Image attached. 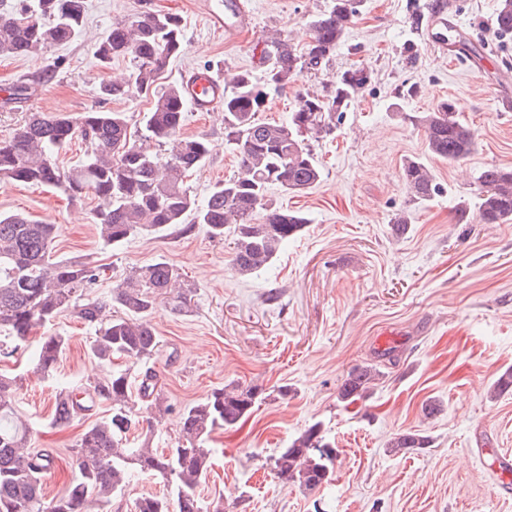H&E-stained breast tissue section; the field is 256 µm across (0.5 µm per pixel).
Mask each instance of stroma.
I'll return each mask as SVG.
<instances>
[{"label":"stroma","instance_id":"1","mask_svg":"<svg viewBox=\"0 0 512 512\" xmlns=\"http://www.w3.org/2000/svg\"><path fill=\"white\" fill-rule=\"evenodd\" d=\"M220 0H87L83 34L25 57L0 58V84L24 81L28 98L0 103V139L13 135L30 113L72 117L91 109L125 113L140 129L149 97L133 92L102 99L101 81L129 72L132 57L100 65L93 42L113 22L145 10L183 18L185 49L171 59L161 84L180 83L187 71L206 68L233 74L258 69L257 48L274 33L301 49L307 22L333 0H249L251 28L225 39L209 18ZM449 23L461 26L471 54L435 52L410 29L408 0H363L345 42L322 70L306 73L274 94L260 117L287 118L300 91H322L337 72L364 66L372 73L333 134L313 149L323 178L303 192L273 188L277 206L305 214L307 224L259 272L240 275L229 242L212 240L203 225L188 234L142 233L103 246L92 215L94 197L69 204L58 190L0 184V212H21L59 227L55 255L105 266L89 289L107 295L133 266L164 258L195 287L189 312L158 307L148 322L160 340L157 356L129 368L131 383L151 370L173 413L156 419L142 436L153 448L175 447L180 410L228 384L267 392L252 413L207 441L211 467L197 487L205 502L224 512H512L488 458L478 447L512 451V391L497 399L488 387L512 370V223L479 220L477 177L485 168H512V40L493 29L497 0H448ZM415 43L416 64L404 49ZM419 87L397 100L402 83ZM455 100L474 140L472 153L450 164L428 154L424 132L411 116ZM184 134L208 135L213 152L186 178L197 201L216 182L236 175L237 158L224 140V123L209 112H187ZM428 165L445 191L425 203L411 200L402 180L407 159ZM469 209L458 223L459 205ZM410 225L395 234L397 214ZM68 337L54 378L33 373L40 337ZM95 329L71 311L35 327L0 372L18 379L17 408L33 427L30 445L53 451L54 468L43 478L47 496L68 488L75 476L73 448L87 419L51 423L58 388L106 377L88 354ZM379 373L367 397L348 404L338 389L359 365ZM287 396H280V387ZM435 404L434 414L425 405ZM319 425L335 444L328 484L309 492L283 484L270 458L305 429ZM428 436V447L388 453L396 434Z\"/></svg>","mask_w":512,"mask_h":512}]
</instances>
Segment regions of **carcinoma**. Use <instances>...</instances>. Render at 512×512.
Listing matches in <instances>:
<instances>
[{"label":"carcinoma","instance_id":"carcinoma-1","mask_svg":"<svg viewBox=\"0 0 512 512\" xmlns=\"http://www.w3.org/2000/svg\"><path fill=\"white\" fill-rule=\"evenodd\" d=\"M361 0H334L331 10L309 20L312 37L303 50L276 37L262 48L264 77L258 82L248 70L231 78L224 96V135L237 152L240 171L214 186L202 204L185 186L188 173L209 158L207 135L185 136V107L181 86L160 87L169 61L184 51L182 17L172 12L144 11L132 20L112 23L97 40L95 53L108 64L131 55L136 60L129 75L104 81L105 99L122 98L131 90L153 99L142 119L143 137L164 149L160 154L137 144L122 112L91 109L73 119L38 112L0 140V183L41 184L60 190L71 202L92 195L99 238L117 246L142 230L175 229L180 234L196 224L206 225L210 237H232L235 269L249 276L270 264L281 247L308 223L298 212L273 205L271 187L301 192L320 183L321 167L309 143L299 136L307 128L317 137L336 126L368 84L365 67H350L322 92H307L282 122L258 118L269 92L295 84L303 73L327 64L345 41L348 25ZM448 9V0H413L409 15L415 32L430 16ZM86 0H31L18 9L0 10V58L21 57L63 44L84 30ZM500 37L512 36V0H500L493 19ZM424 129L428 153L450 164L471 153L472 134L454 100L412 117ZM75 138L87 144L85 159L70 169L57 163L59 151ZM404 185L414 201L426 202L442 192L427 165L408 159L402 168ZM478 210L485 224L512 221V168L488 167L478 176ZM58 237L55 224L36 222L13 213L0 214V328L13 340L27 341L32 329L66 311L90 325L99 322L102 308L117 315L96 329L90 354L100 364L124 359L133 367L159 351V340L143 317L163 303L173 313L189 310L195 289L179 270L160 258L132 267L102 299H87L85 292L105 269L90 262L52 258ZM64 336L41 337L34 352L35 372L54 375L66 349ZM379 372L371 366L351 369L339 387V398L349 404L365 397ZM512 390V371H505L489 390L498 398ZM138 395L151 416L166 411L155 376L145 373ZM260 392L254 387L227 385L184 409L178 445L158 451L144 442L129 446L127 434L139 425L131 400L128 370L115 371L88 386L64 388L56 395L53 423L65 425L108 401L112 414L89 424L74 453L77 476L66 491L52 498L44 492L42 477L55 462L53 453L29 447L31 425L16 410V381L0 375V512H104L112 497L122 492L135 473L151 475L173 489V495L148 494L134 502V512H222L220 505L204 507L196 488L210 459L205 438L220 427L231 428L247 418ZM429 437L405 432L391 438L389 452L407 453L424 448ZM281 479L307 489L328 482L336 450L317 425L307 428L292 443L271 457Z\"/></svg>","mask_w":512,"mask_h":512}]
</instances>
